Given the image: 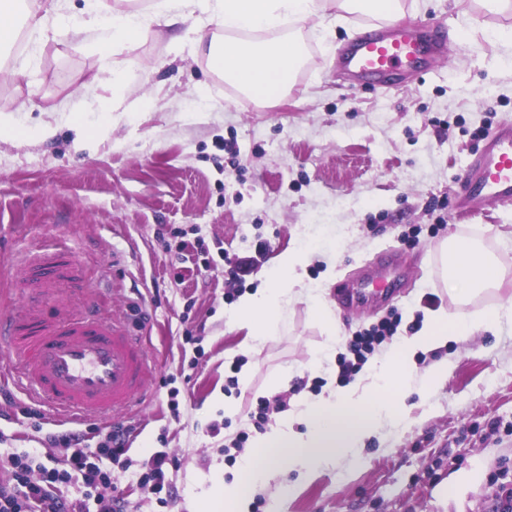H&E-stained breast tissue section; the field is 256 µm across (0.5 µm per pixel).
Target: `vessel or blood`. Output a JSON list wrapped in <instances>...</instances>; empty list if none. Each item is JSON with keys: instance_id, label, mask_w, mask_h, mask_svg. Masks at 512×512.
<instances>
[{"instance_id": "vessel-or-blood-1", "label": "vessel or blood", "mask_w": 512, "mask_h": 512, "mask_svg": "<svg viewBox=\"0 0 512 512\" xmlns=\"http://www.w3.org/2000/svg\"><path fill=\"white\" fill-rule=\"evenodd\" d=\"M446 28L395 25L368 33L337 52L356 81L390 76L444 54ZM512 201V125H503L468 163L457 203L463 213L488 200ZM11 287L24 309L0 314V342L12 348L18 386L55 413L94 418L134 407L151 360L141 340L102 316L83 285L80 258L62 245L27 249L15 264Z\"/></svg>"}]
</instances>
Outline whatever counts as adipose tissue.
I'll return each instance as SVG.
<instances>
[{"label":"adipose tissue","instance_id":"1","mask_svg":"<svg viewBox=\"0 0 512 512\" xmlns=\"http://www.w3.org/2000/svg\"><path fill=\"white\" fill-rule=\"evenodd\" d=\"M159 5L161 13L172 19L198 9L204 22L219 21L229 37L210 48L211 70L224 74L248 95L268 97L287 86L301 62L302 48L285 36L254 40L251 32L303 23L322 16L332 5L344 12L353 5L363 6L372 17L386 20L401 11L402 0H159ZM55 18L99 31V50L104 54L136 44L151 20L150 14L109 7L104 0H86L77 14L66 12L60 2ZM315 248V243L299 239L276 257L264 287L241 297L233 320L247 327L250 348L259 349L283 325L288 304L299 300L324 321L328 331H335L324 287L305 284L299 273ZM439 252L441 260L453 262L452 269L443 271V281L464 298L499 286L512 275L467 237L448 238ZM506 322L512 323L511 300L476 312L427 310L412 335L399 337L365 366L364 380L325 396L299 400L258 435L241 458L239 478L217 491L224 512H248L250 491L267 489L289 474L297 482H312L338 462L359 459L366 440L384 439L410 426L407 398L414 393L431 394L448 379L447 362L436 361L419 370L414 365L416 353L445 346L452 339L497 334Z\"/></svg>","mask_w":512,"mask_h":512}]
</instances>
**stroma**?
Masks as SVG:
<instances>
[{"label": "stroma", "instance_id": "stroma-1", "mask_svg": "<svg viewBox=\"0 0 512 512\" xmlns=\"http://www.w3.org/2000/svg\"><path fill=\"white\" fill-rule=\"evenodd\" d=\"M401 22L444 24L446 54L399 87L354 82L336 52L379 20L361 12L289 27L303 65L287 91L259 102L208 66L219 23L195 15L157 19L135 49L108 58L99 36L73 37L48 23L33 31L15 17L26 48L7 49L0 67V308H20L8 269L22 251L61 237L83 258L102 310L140 334L154 362L142 402L117 421L131 426L129 465L112 484L132 512H199L217 482L240 472L242 437L260 398L293 403L324 392L336 358L355 334L400 315L409 335L424 308L456 310L440 276L438 248L449 233L481 243L512 265V204L456 213L463 168L485 134L512 124V54L484 32L512 27V13L479 0H403ZM320 249L300 269L304 283L362 278L397 260L386 302L337 313V355L313 357L329 336L303 302L258 350L230 324L241 296L261 284L298 234ZM248 257L242 282L229 262ZM0 345V456L34 452L64 462L47 439L69 432L96 450L112 417L74 422L31 399L12 381ZM447 360L448 380L428 400L411 397L413 423L367 440L360 461L338 463L296 489L288 512H494L492 481L512 486V328L449 342L416 357ZM232 412H225V403ZM158 450L171 463L167 498L142 482Z\"/></svg>", "mask_w": 512, "mask_h": 512}]
</instances>
